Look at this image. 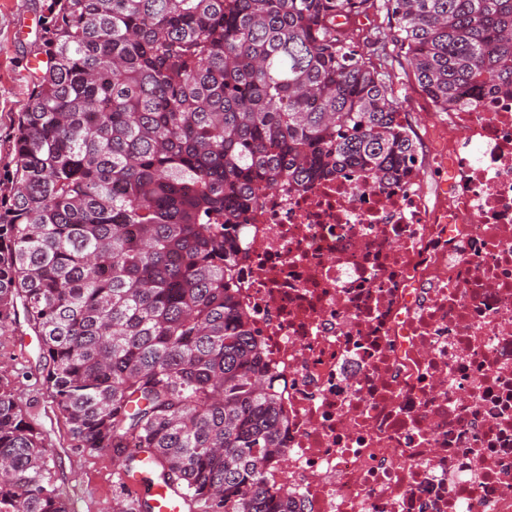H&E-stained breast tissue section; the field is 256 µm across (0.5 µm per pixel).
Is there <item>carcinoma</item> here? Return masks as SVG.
Masks as SVG:
<instances>
[{
  "mask_svg": "<svg viewBox=\"0 0 512 512\" xmlns=\"http://www.w3.org/2000/svg\"><path fill=\"white\" fill-rule=\"evenodd\" d=\"M385 13L393 25L355 19ZM0 177V336H37L55 411L181 512H304L267 478L288 416L237 298L262 193L401 181L397 49L438 112L512 95V0H50ZM0 373V512H68Z\"/></svg>",
  "mask_w": 512,
  "mask_h": 512,
  "instance_id": "cac0c4a2",
  "label": "carcinoma"
}]
</instances>
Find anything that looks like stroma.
<instances>
[{
  "instance_id": "stroma-1",
  "label": "stroma",
  "mask_w": 512,
  "mask_h": 512,
  "mask_svg": "<svg viewBox=\"0 0 512 512\" xmlns=\"http://www.w3.org/2000/svg\"><path fill=\"white\" fill-rule=\"evenodd\" d=\"M49 0H0V174L5 171L13 118L28 103L29 65L38 52ZM393 89L414 139H422L430 117L416 103L423 95L403 58L391 62ZM0 369L6 370L33 420L54 449L50 463L69 512H112L118 495L116 466L109 452L75 447L43 383L46 371L36 336L25 327L0 337Z\"/></svg>"
}]
</instances>
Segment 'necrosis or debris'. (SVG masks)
<instances>
[{"instance_id": "necrosis-or-debris-1", "label": "necrosis or debris", "mask_w": 512, "mask_h": 512, "mask_svg": "<svg viewBox=\"0 0 512 512\" xmlns=\"http://www.w3.org/2000/svg\"><path fill=\"white\" fill-rule=\"evenodd\" d=\"M425 136L442 177L264 192L241 305L279 376L306 512H512V98Z\"/></svg>"}]
</instances>
